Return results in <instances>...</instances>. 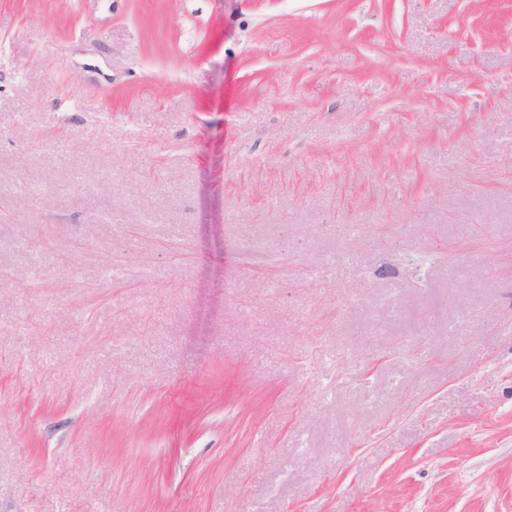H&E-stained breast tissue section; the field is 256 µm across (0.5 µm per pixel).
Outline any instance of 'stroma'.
Listing matches in <instances>:
<instances>
[{"mask_svg": "<svg viewBox=\"0 0 512 512\" xmlns=\"http://www.w3.org/2000/svg\"><path fill=\"white\" fill-rule=\"evenodd\" d=\"M0 512H512V0H0Z\"/></svg>", "mask_w": 512, "mask_h": 512, "instance_id": "35a3bbf8", "label": "stroma"}]
</instances>
